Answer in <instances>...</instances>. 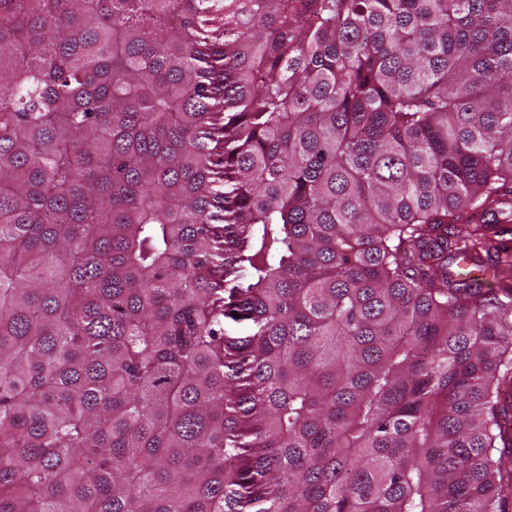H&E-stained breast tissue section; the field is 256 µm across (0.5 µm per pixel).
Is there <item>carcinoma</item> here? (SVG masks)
Returning <instances> with one entry per match:
<instances>
[{
	"label": "carcinoma",
	"instance_id": "cac0c4a2",
	"mask_svg": "<svg viewBox=\"0 0 512 512\" xmlns=\"http://www.w3.org/2000/svg\"><path fill=\"white\" fill-rule=\"evenodd\" d=\"M0 75V512L512 509V0H0ZM497 219L500 221L499 224H496L495 222H492L490 231L487 232L488 238L490 239V244L493 245L492 249H490L489 252H482L481 258H482V265L485 268H493L494 259H495V252L496 250L494 248L495 245H497L498 242L502 240V242H506L509 247L512 248V221L508 223H504V219L499 215L497 216Z\"/></svg>",
	"mask_w": 512,
	"mask_h": 512
}]
</instances>
